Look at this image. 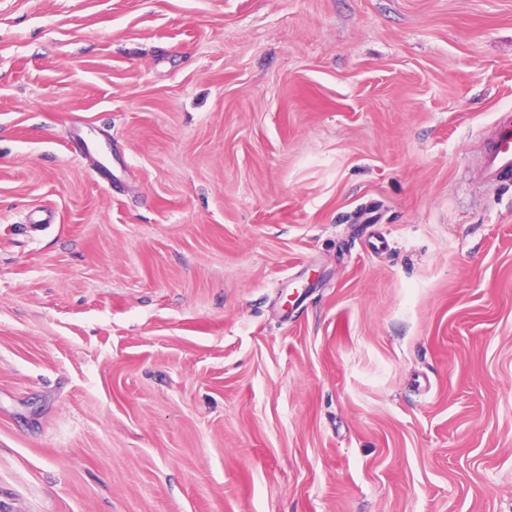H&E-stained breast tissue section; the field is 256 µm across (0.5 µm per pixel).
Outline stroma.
Instances as JSON below:
<instances>
[{
    "label": "stroma",
    "instance_id": "stroma-1",
    "mask_svg": "<svg viewBox=\"0 0 512 512\" xmlns=\"http://www.w3.org/2000/svg\"><path fill=\"white\" fill-rule=\"evenodd\" d=\"M512 0H0V512H512ZM512 172V115L502 117L485 151L484 175L492 180Z\"/></svg>",
    "mask_w": 512,
    "mask_h": 512
}]
</instances>
